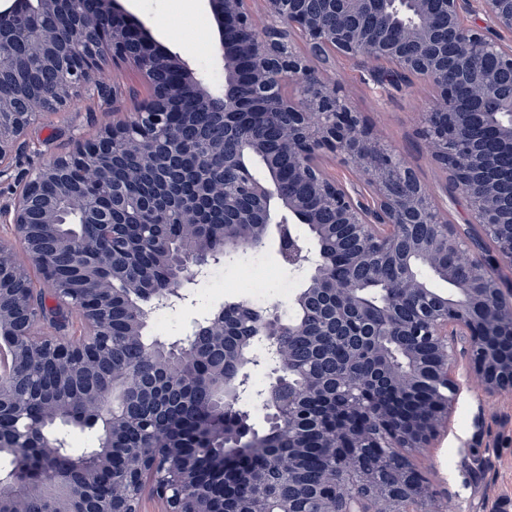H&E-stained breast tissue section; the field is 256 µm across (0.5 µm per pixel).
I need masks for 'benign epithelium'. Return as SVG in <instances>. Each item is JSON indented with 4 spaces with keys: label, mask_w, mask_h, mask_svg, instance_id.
<instances>
[{
    "label": "benign epithelium",
    "mask_w": 512,
    "mask_h": 512,
    "mask_svg": "<svg viewBox=\"0 0 512 512\" xmlns=\"http://www.w3.org/2000/svg\"><path fill=\"white\" fill-rule=\"evenodd\" d=\"M82 2L0 3V82L15 80L24 59L44 60L39 86L0 99V174L10 170L24 147L27 129L47 115L41 99L66 106L85 91L103 95L106 71L119 64L136 69L152 96L127 119L93 138L75 140L69 152L26 178L14 203L0 210V220L14 229V241L0 243V339H7L15 354V377L0 383V417L13 414L15 424L0 429V452L13 460V484L23 485L39 471L33 440L40 439L47 458H61L66 445L61 433L42 434L44 426L67 420L71 404L54 398L43 400L27 423L30 440L20 438L16 386L23 368L47 358L55 364L59 391L85 411L99 434V447L88 450L77 481L67 485L58 474L49 480L54 512H140L147 489L165 500L168 512H214L210 497L195 488L199 470L236 472L242 449L273 448L276 434L288 437L292 452L272 461L267 491L245 502L241 512H439L432 482L410 462L383 474L364 470L357 449L372 442L394 451L428 447L456 391L453 336L463 337L462 352L471 357L487 393L512 391V345L501 343L512 336V291H503L497 278L499 262L512 261V45L468 23L474 0H403L406 20L394 12L392 0H263L261 21L254 18L250 0H207L215 23V63L224 72L220 84L162 48L121 0H94L91 11L81 10ZM481 6L496 28L512 33V0H481ZM62 9L75 14V25H31L33 16L48 18ZM294 36L303 39L305 51L296 49ZM337 56L357 61L375 79L383 77L386 63L398 79L420 76L434 85L422 139L436 163L451 173L456 190L466 187L471 223L496 240L494 253L474 251L448 223L405 160L384 149L351 109L342 85L313 79V62ZM490 58L494 63L478 78L455 69L461 59L483 64ZM244 78L263 111H245ZM291 86L302 91L291 96ZM187 95L195 110L224 115L221 137L202 128L170 135L169 115ZM269 125L278 128L280 152L291 163L288 179L302 184L317 205L284 192L281 171L261 140ZM188 150L199 157L191 171L183 165ZM328 154L343 157L363 176L371 195L330 177L323 166ZM51 177L59 178L56 202L37 189ZM189 180L197 184L198 197L224 212L222 254L199 232L195 203L182 193ZM88 187L101 189L111 205L104 208L83 193ZM60 201L79 212L83 236L78 240L62 230ZM163 210L179 214L184 277L176 288H148L127 273L131 245L114 229L128 223L133 212L147 224ZM295 224L313 231V247L304 250L298 244ZM271 239L285 262L305 271V286L290 314L277 303L255 311L245 301L235 302L241 341L224 350V360L239 365L225 380L227 409H239L250 389L245 368L266 363L268 382L254 393L252 406L264 412L268 429L226 433L215 412L196 423L193 433L198 447L222 440L223 451L203 457L154 440L131 451L119 476L112 477L111 495L102 499L95 488L102 476L113 473L112 449L120 436L133 423L167 420L183 402L182 382L173 373L176 362L199 361L224 345L228 326L220 305L193 320L185 334L155 338L174 361L129 373L112 360L113 301H127L125 335L139 341L152 311L186 304V285L206 269L234 258L244 244L262 248ZM17 245L28 261H17ZM445 253L464 267L465 277L440 296L421 269L454 277L440 263ZM385 261L394 262L399 274L386 298L373 307L363 285L374 280V263ZM32 266L58 287L63 303L78 311L94 340L72 345L60 335L38 337L44 319L38 317ZM402 300L413 302V316L401 315ZM299 309L320 324L317 336L304 345L295 343L304 335L294 316ZM352 321L358 323L354 332L348 330ZM331 336L352 348L373 345L380 370L398 393L428 388L412 425L388 427L383 406L371 408L359 397L353 363L324 375ZM118 378L123 386L117 397L113 383ZM338 389L347 395L346 413H368L376 432L341 425L329 434L330 464L302 510L290 487L304 449L301 425L309 423L304 396ZM0 512L34 509L21 495L5 497L1 485Z\"/></svg>",
    "instance_id": "benign-epithelium-1"
}]
</instances>
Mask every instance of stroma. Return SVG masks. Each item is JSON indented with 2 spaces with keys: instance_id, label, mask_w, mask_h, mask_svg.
Segmentation results:
<instances>
[{
  "instance_id": "obj_1",
  "label": "stroma",
  "mask_w": 512,
  "mask_h": 512,
  "mask_svg": "<svg viewBox=\"0 0 512 512\" xmlns=\"http://www.w3.org/2000/svg\"><path fill=\"white\" fill-rule=\"evenodd\" d=\"M125 5L168 49L190 58L199 69L209 68L214 58L213 17L202 0H126ZM320 72L346 89L352 110L374 128L386 148L407 160L450 223L468 239H483L481 227L468 221L465 200L449 192L448 173L433 161L419 134L433 87L423 80L380 84L345 58ZM106 80L114 100L84 93L76 105L28 129L13 169L0 176V207L12 201L23 174L38 169L50 155L67 152L72 139L96 135L111 124L113 109L128 110L149 96L147 83L131 67L109 69ZM221 270L222 278L209 274L192 288L191 304L151 315L149 335H183L193 318L227 301L256 299L264 307L275 302L285 307L304 287L303 277L282 262L273 246L243 252L224 262ZM453 377L458 390L447 423L430 447L408 448L404 454L432 478L443 496V512H512V394L486 393L463 354L454 364Z\"/></svg>"
}]
</instances>
